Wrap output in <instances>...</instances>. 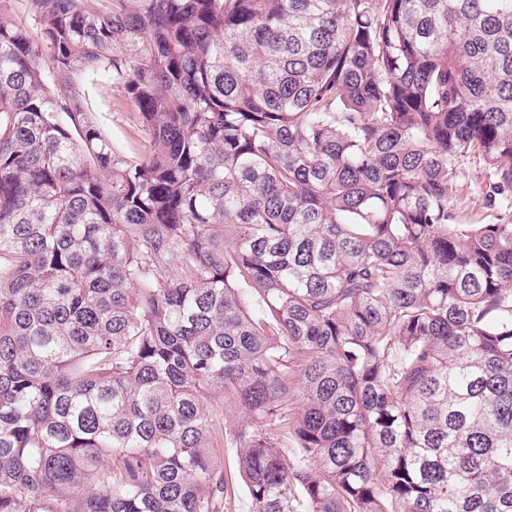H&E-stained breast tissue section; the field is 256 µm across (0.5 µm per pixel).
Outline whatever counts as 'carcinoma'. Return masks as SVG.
I'll list each match as a JSON object with an SVG mask.
<instances>
[{
    "label": "carcinoma",
    "instance_id": "obj_1",
    "mask_svg": "<svg viewBox=\"0 0 512 512\" xmlns=\"http://www.w3.org/2000/svg\"><path fill=\"white\" fill-rule=\"evenodd\" d=\"M26 6L0 512H512V214L452 196L471 157L512 196V0ZM89 105L91 112L103 126L109 138L120 146L137 143V152L146 154L148 143L139 130L136 111L126 103L122 89L112 84L91 88Z\"/></svg>",
    "mask_w": 512,
    "mask_h": 512
}]
</instances>
